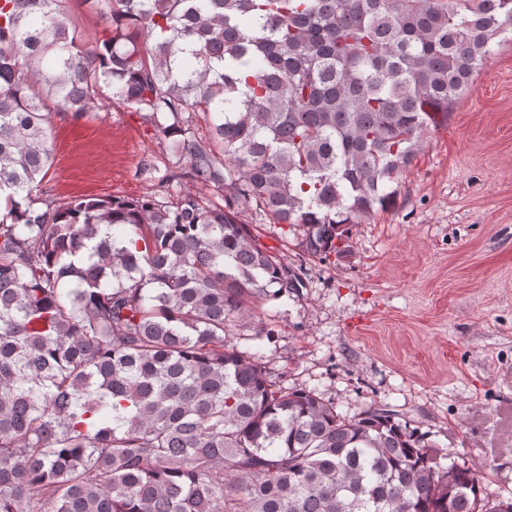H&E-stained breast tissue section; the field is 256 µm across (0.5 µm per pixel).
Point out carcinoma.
<instances>
[{
  "mask_svg": "<svg viewBox=\"0 0 512 512\" xmlns=\"http://www.w3.org/2000/svg\"><path fill=\"white\" fill-rule=\"evenodd\" d=\"M0 0V512H512L387 406L353 415L226 345L302 284L243 219L341 256L512 42V0ZM171 142L170 189L38 206L48 114ZM209 133L196 135L198 115ZM67 6L72 26L84 40L94 42L105 34L108 24L90 0H69Z\"/></svg>",
  "mask_w": 512,
  "mask_h": 512,
  "instance_id": "carcinoma-1",
  "label": "carcinoma"
}]
</instances>
